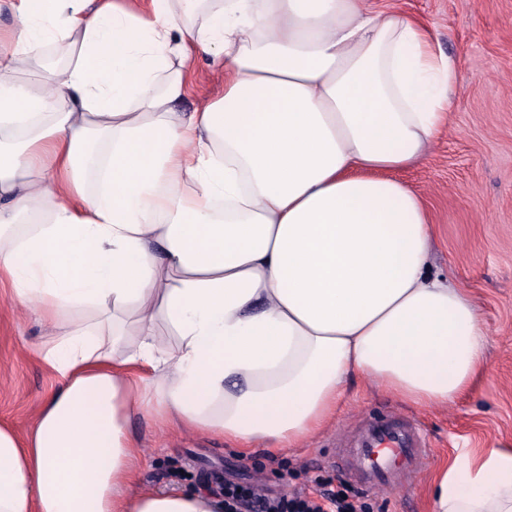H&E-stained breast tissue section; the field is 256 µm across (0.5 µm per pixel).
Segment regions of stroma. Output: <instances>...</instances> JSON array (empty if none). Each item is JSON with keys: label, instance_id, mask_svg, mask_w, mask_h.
<instances>
[{"label": "stroma", "instance_id": "obj_1", "mask_svg": "<svg viewBox=\"0 0 512 512\" xmlns=\"http://www.w3.org/2000/svg\"><path fill=\"white\" fill-rule=\"evenodd\" d=\"M428 24L456 68L452 124L429 156L399 172L424 200L435 226L430 271L468 290L487 332L486 373L466 396L420 410L365 379L350 382L334 420L282 453L256 443L242 455L223 439L135 417L129 429L148 456L147 490L221 496L219 479L279 493L311 492L318 476H338L339 437L364 414L394 410L420 424L434 466L459 448L512 446V0H369ZM224 94V67L202 56L179 109L192 112ZM44 328L0 288V422L23 433L59 380L33 354ZM426 471L407 492L370 493L366 512H432Z\"/></svg>", "mask_w": 512, "mask_h": 512}]
</instances>
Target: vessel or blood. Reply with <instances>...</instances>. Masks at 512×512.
Returning a JSON list of instances; mask_svg holds the SVG:
<instances>
[{
    "label": "vessel or blood",
    "mask_w": 512,
    "mask_h": 512,
    "mask_svg": "<svg viewBox=\"0 0 512 512\" xmlns=\"http://www.w3.org/2000/svg\"><path fill=\"white\" fill-rule=\"evenodd\" d=\"M432 458L419 427L395 413L364 419L357 447L337 456L341 467L372 493L412 489Z\"/></svg>",
    "instance_id": "1"
}]
</instances>
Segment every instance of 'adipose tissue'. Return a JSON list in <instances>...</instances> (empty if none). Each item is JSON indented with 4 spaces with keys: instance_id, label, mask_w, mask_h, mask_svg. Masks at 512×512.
Instances as JSON below:
<instances>
[{
    "instance_id": "1",
    "label": "adipose tissue",
    "mask_w": 512,
    "mask_h": 512,
    "mask_svg": "<svg viewBox=\"0 0 512 512\" xmlns=\"http://www.w3.org/2000/svg\"><path fill=\"white\" fill-rule=\"evenodd\" d=\"M0 39V282L59 378L0 425V512H224L139 486L133 415L271 452L335 417L349 379L422 409L467 395L486 331L431 275L396 179L451 119L453 62L366 0H15ZM76 46L61 69L44 47ZM224 95L175 108L199 55ZM37 73L22 81L24 71ZM434 512H512V448L456 449Z\"/></svg>"
}]
</instances>
